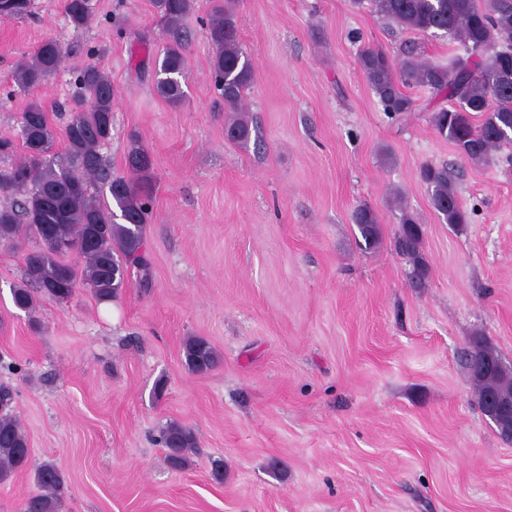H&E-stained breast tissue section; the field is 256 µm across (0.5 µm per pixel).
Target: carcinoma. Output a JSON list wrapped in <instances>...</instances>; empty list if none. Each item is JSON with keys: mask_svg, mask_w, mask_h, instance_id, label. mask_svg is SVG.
Listing matches in <instances>:
<instances>
[{"mask_svg": "<svg viewBox=\"0 0 512 512\" xmlns=\"http://www.w3.org/2000/svg\"><path fill=\"white\" fill-rule=\"evenodd\" d=\"M403 30L441 31L459 44L461 53L450 64L423 59L412 46L399 60L379 48L364 46L358 58L362 74L383 110L390 114L413 111V101L403 86L426 88L453 101L433 111L431 122L458 153L479 165L495 149L512 142V0H355ZM174 35L156 69L157 92L171 105L184 99L186 46L181 38L193 0H155ZM31 0H0L1 18H20L30 12ZM64 11L76 28L89 25L88 0H64ZM206 38L214 46L212 75L224 99L227 138L239 146L248 143L252 127L244 103L254 80V67L243 51L237 28L236 0H216L204 23ZM65 57L53 38L44 39L13 73L22 91L42 86L60 68ZM71 118L65 129L66 146L55 151V129L46 108L31 102L22 114L24 156L0 174V192H18L21 202L0 207V245L14 248L33 238L38 246L25 254V283L12 291L14 306L34 315L41 296L58 301L72 297L78 285L100 301L117 297L130 282L131 270L141 273L140 285L149 287V261L145 227L155 192L153 162L148 151L133 142L126 156L131 177L110 173L100 153L112 135L114 88L109 75L97 65H87L77 76ZM434 211L444 223L462 227L467 212L459 203L454 170L425 166L420 171ZM392 203L402 212L395 236L396 250L412 265V282L423 288L429 264L423 253V229L405 197L393 192ZM364 247L383 241V228L366 204L352 214ZM61 242L81 260L77 267L57 249ZM188 369L205 373L218 363V354L204 338L184 341ZM473 395L485 409L491 393L512 397V368L506 366L484 379L470 375ZM172 469L186 468L197 447L192 429L169 424L160 434ZM30 467V448L20 422L0 409V483ZM35 489L25 498L21 512H60L66 485L52 463L33 467Z\"/></svg>", "mask_w": 512, "mask_h": 512, "instance_id": "cac0c4a2", "label": "carcinoma"}]
</instances>
